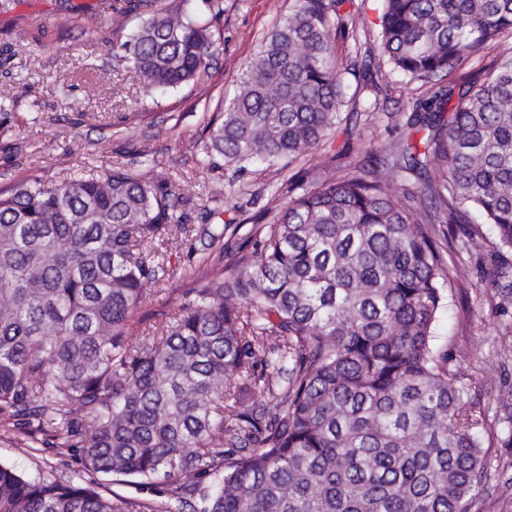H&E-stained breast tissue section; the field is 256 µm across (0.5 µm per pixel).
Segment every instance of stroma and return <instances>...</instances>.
I'll list each match as a JSON object with an SVG mask.
<instances>
[{
	"label": "stroma",
	"mask_w": 512,
	"mask_h": 512,
	"mask_svg": "<svg viewBox=\"0 0 512 512\" xmlns=\"http://www.w3.org/2000/svg\"><path fill=\"white\" fill-rule=\"evenodd\" d=\"M163 5L207 18L220 47L195 82L175 89L147 86L121 60V37L112 33L101 0H0V95L18 100L0 114V191L33 177L55 183L120 167L142 181L167 171L189 199L182 211L193 232L188 243L168 248L171 275L151 289L142 309L148 316L179 304L210 275L209 266L189 263L203 224L233 220L248 227L258 215L272 222L288 200V180L296 171H324L330 157L343 150L352 163L380 151L399 137L423 93L421 81L375 74L378 91L357 90L353 106L344 107L341 123L321 146L289 167L263 163L237 173L234 164L208 151L215 119L236 92L244 65L293 0H222L219 15L205 0H163ZM371 101L377 104L371 123L356 126L353 108ZM144 148L149 157L141 156ZM455 230L442 244L451 282L435 323V344L459 370L487 420L482 435L487 474L472 512H512V291L498 288L469 263L471 253L495 245L491 225L472 213ZM463 262L468 275L455 279ZM0 461L32 474L101 485L110 499L126 501L129 512H147L152 500L137 486L85 470L74 450H33L12 432L0 431Z\"/></svg>",
	"instance_id": "1"
}]
</instances>
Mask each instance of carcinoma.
I'll use <instances>...</instances> for the list:
<instances>
[{
  "label": "carcinoma",
  "instance_id": "cac0c4a2",
  "mask_svg": "<svg viewBox=\"0 0 512 512\" xmlns=\"http://www.w3.org/2000/svg\"><path fill=\"white\" fill-rule=\"evenodd\" d=\"M346 0H294L240 74L211 150L239 165L293 160L328 138L344 76L364 60ZM112 29L139 26L121 58L152 87L198 78L209 22L159 0H113ZM512 32V0H383L379 56L428 84L403 135L337 178L288 182L253 248L160 322L136 318L184 243L171 175L120 169L0 193V427L166 501L149 512H470L486 421L437 351L447 300L439 224L470 212L498 245L470 260L494 277L512 252V55L482 83H445ZM395 175L422 183L395 198ZM143 340L133 345L129 337ZM0 512H124L73 479L0 461Z\"/></svg>",
  "mask_w": 512,
  "mask_h": 512
}]
</instances>
